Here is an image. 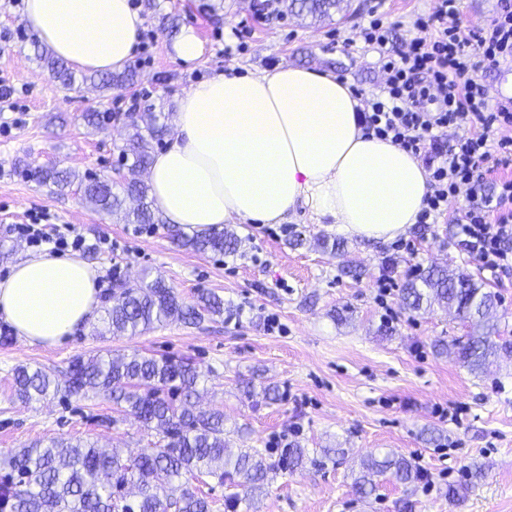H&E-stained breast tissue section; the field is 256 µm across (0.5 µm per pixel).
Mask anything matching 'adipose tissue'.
I'll use <instances>...</instances> for the list:
<instances>
[{
  "instance_id": "adipose-tissue-1",
  "label": "adipose tissue",
  "mask_w": 512,
  "mask_h": 512,
  "mask_svg": "<svg viewBox=\"0 0 512 512\" xmlns=\"http://www.w3.org/2000/svg\"><path fill=\"white\" fill-rule=\"evenodd\" d=\"M23 20L74 68L112 72L134 58L145 24L131 0H24ZM363 108L329 72L282 63L218 73L180 98L175 133L148 170L150 195L186 231L281 224L301 205L349 237L394 240L417 223L429 173L399 145L366 136ZM98 276L72 256L28 255L0 280V318L27 344H64L98 319Z\"/></svg>"
}]
</instances>
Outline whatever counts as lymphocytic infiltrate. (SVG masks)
Wrapping results in <instances>:
<instances>
[{
  "label": "lymphocytic infiltrate",
  "instance_id": "1",
  "mask_svg": "<svg viewBox=\"0 0 512 512\" xmlns=\"http://www.w3.org/2000/svg\"><path fill=\"white\" fill-rule=\"evenodd\" d=\"M422 37L393 47L380 19L358 25L356 37L380 55L385 80L379 96L359 114L366 135L391 141L422 159L430 173L420 223L438 222L448 202L466 193L470 205L458 224L468 252L492 275L512 273V109L491 106L481 73L512 58V0H498L483 26H462L457 0H437L433 13L417 18ZM471 125V136L451 142L448 128Z\"/></svg>",
  "mask_w": 512,
  "mask_h": 512
}]
</instances>
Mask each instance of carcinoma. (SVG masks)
I'll use <instances>...</instances> for the list:
<instances>
[{
	"label": "carcinoma",
	"mask_w": 512,
	"mask_h": 512,
	"mask_svg": "<svg viewBox=\"0 0 512 512\" xmlns=\"http://www.w3.org/2000/svg\"><path fill=\"white\" fill-rule=\"evenodd\" d=\"M346 7L345 0H289L288 9L303 19L322 22ZM39 60L64 89L75 84V73L54 55L43 52ZM137 70L129 66L119 73L90 75L100 87L126 88L136 83ZM132 134L123 151L130 169L149 167L153 145L162 140L167 125L152 119L142 127L130 122ZM30 175L44 185L63 191L79 188L86 203L128 224L159 223L149 196V186L138 181L114 191L112 180L80 176L55 167H41ZM180 246L197 253L233 254L240 239L234 231L208 229L188 233L168 227ZM402 300L413 312L434 305L455 309L457 316L475 326L465 340L454 344L457 360L478 375L506 345L499 342L496 312L498 295L464 272L432 268L408 280ZM224 315V299L214 292L198 295L188 304L179 299L164 279L119 282L109 294L102 322L114 336H135L154 324L178 320L196 324L207 317ZM200 373L189 359L157 358L140 352L121 356L76 358L60 382L40 368L19 365L13 371V391L23 404L61 396L101 394L133 416L143 427L161 435L160 443L132 457L120 448L107 450L85 441L73 443L51 438L29 448L0 456V505L9 512H213L215 501L190 481L212 478L233 489L224 499L226 508L251 507L266 493L278 472H294L305 464L304 448H284L271 460L257 448L227 453L224 413L195 408ZM387 475L397 483L418 482L423 473L404 456L394 452L361 461L352 488L360 495L376 490L373 477Z\"/></svg>",
	"instance_id": "carcinoma-1"
}]
</instances>
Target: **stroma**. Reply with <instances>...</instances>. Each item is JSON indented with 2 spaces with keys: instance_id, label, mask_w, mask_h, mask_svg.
<instances>
[{
  "instance_id": "obj_1",
  "label": "stroma",
  "mask_w": 512,
  "mask_h": 512,
  "mask_svg": "<svg viewBox=\"0 0 512 512\" xmlns=\"http://www.w3.org/2000/svg\"><path fill=\"white\" fill-rule=\"evenodd\" d=\"M146 12L142 39L132 63L138 82L129 88L60 87L36 55V35L25 28L18 9L0 0V278L29 252V245L7 231L29 213L45 210L73 227L88 248L82 257L101 274L119 269L120 280L162 276L190 302L202 292L223 298L231 315L196 325L172 322L136 336L103 333L102 323L59 346L27 345L17 337L0 340V452L58 437L91 440L135 453L153 447L157 431L132 416L114 412L101 395L32 403L17 401L12 376L24 364L63 377L70 362L109 352L135 351L157 357L191 359L201 373V409L224 413L229 448H260L279 457L281 446L296 444L316 453L346 449L341 464L307 463L272 481L252 512H512V355H501L484 373H470L455 359L438 355L436 340L466 336L468 324L441 307L409 311L400 286L418 268L443 265L460 269L500 298V336L512 343V275L492 276L459 243L456 220L466 196L450 200L436 224L413 225L389 242L347 239L344 255L322 249L320 237H336L329 222H314L296 209L283 224L231 223L241 241L235 255L200 254L172 243L167 227L144 231L93 209L77 188L59 193L15 170V160L30 167L53 166L111 177L122 186L121 154L130 128L116 102L137 97L144 112L173 115L183 93L219 72L267 71L281 63L328 71L362 89L364 98L383 82L379 56L363 42L344 46L356 24L377 9L385 25L403 39L416 37L415 16L430 13L435 0H349L346 11L311 23L285 13L283 19L257 21L255 0H154ZM193 28L202 55L185 65L171 44ZM232 57H225V46ZM95 110L111 116L103 129L88 127L82 115ZM302 246H291L296 234ZM116 241L118 250H96L98 239ZM356 275L343 273L345 262ZM389 274L396 286L379 297L376 281ZM391 322H384L385 309ZM279 317L282 332L265 329L268 315ZM278 390L273 403L244 394L248 382ZM443 406L456 421L435 415ZM395 452L426 470L432 490L378 477L376 491L359 496L351 471L362 457ZM485 475L469 476L472 466ZM456 496H449V489Z\"/></svg>"
}]
</instances>
